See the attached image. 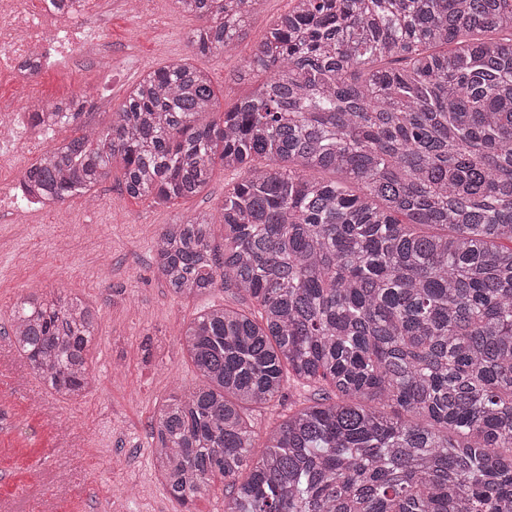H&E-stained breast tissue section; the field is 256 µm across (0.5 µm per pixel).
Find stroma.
I'll return each mask as SVG.
<instances>
[{
    "mask_svg": "<svg viewBox=\"0 0 512 512\" xmlns=\"http://www.w3.org/2000/svg\"><path fill=\"white\" fill-rule=\"evenodd\" d=\"M291 7V0H262L234 57H193L186 36L194 16H173L170 0H112L94 34L111 60L47 68L45 97L83 96L90 122L101 128L142 74L187 57L208 72L222 106H231L251 90L233 73ZM232 178L215 165L205 191L166 207L123 193L114 173L98 186L94 204L76 199L58 213H30L21 224L0 215V332L9 331L12 309L34 288L86 299L100 316L88 353L95 382L84 398L50 394L24 365L13 379H0V503L40 483L58 487V512H182L151 464V423L165 399L196 380L179 329L223 304L224 291L176 297L156 270L152 245L161 225L215 211ZM146 336L154 341L148 359L140 349Z\"/></svg>",
    "mask_w": 512,
    "mask_h": 512,
    "instance_id": "obj_1",
    "label": "stroma"
}]
</instances>
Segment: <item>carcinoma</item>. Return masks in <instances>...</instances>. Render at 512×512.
Returning a JSON list of instances; mask_svg holds the SVG:
<instances>
[{
  "mask_svg": "<svg viewBox=\"0 0 512 512\" xmlns=\"http://www.w3.org/2000/svg\"><path fill=\"white\" fill-rule=\"evenodd\" d=\"M175 2L205 56L236 49L260 0ZM260 74L223 111L171 60L100 130L70 99L22 173L51 209L94 200L115 163L159 205L202 193L217 159L241 175L153 249L174 295L234 297L179 331L198 382L154 419L164 490L186 506L221 477L224 512H512V0H294L234 76ZM97 328L62 293L11 313L66 400L94 381ZM288 386L259 447L253 413Z\"/></svg>",
  "mask_w": 512,
  "mask_h": 512,
  "instance_id": "carcinoma-1",
  "label": "carcinoma"
}]
</instances>
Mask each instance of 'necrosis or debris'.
<instances>
[{"label":"necrosis or debris","mask_w":512,"mask_h":512,"mask_svg":"<svg viewBox=\"0 0 512 512\" xmlns=\"http://www.w3.org/2000/svg\"><path fill=\"white\" fill-rule=\"evenodd\" d=\"M104 11L98 0H43L41 12H32L28 0H0V75L10 77L15 90L0 99V112L12 122L0 124V150L26 154L46 139L34 126L30 104L39 95L42 69L48 57L63 61L73 42L86 39Z\"/></svg>","instance_id":"necrosis-or-debris-1"}]
</instances>
